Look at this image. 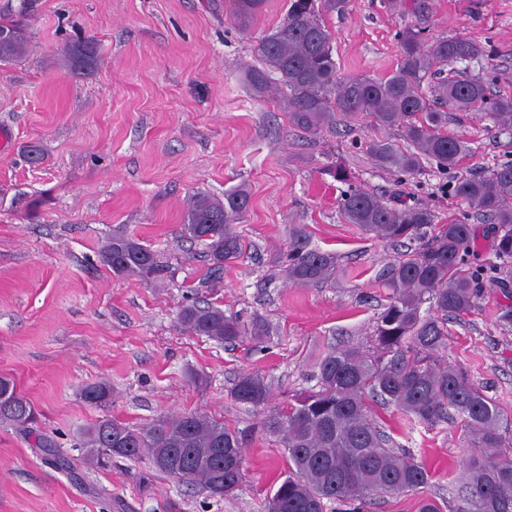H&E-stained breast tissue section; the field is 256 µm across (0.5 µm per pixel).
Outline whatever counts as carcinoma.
Returning a JSON list of instances; mask_svg holds the SVG:
<instances>
[{"label":"carcinoma","mask_w":512,"mask_h":512,"mask_svg":"<svg viewBox=\"0 0 512 512\" xmlns=\"http://www.w3.org/2000/svg\"><path fill=\"white\" fill-rule=\"evenodd\" d=\"M350 0H289L284 19L257 45L264 64L245 73L251 91L262 96L275 88L287 105L290 124L317 134L337 117L370 116L383 129L396 128L407 143L402 149L386 139H371L366 153L383 170L420 174L428 161L454 169L469 154L468 142L447 132L448 113L490 111L498 125L512 128V97L495 95L480 78L442 76L445 66L485 55V47L465 37H442L425 45L422 30L398 32L399 59L385 78L341 77L332 37L323 16L348 11ZM266 0H231V12L242 27L257 16ZM18 31L0 38V65L25 56L28 38L18 20L0 21V29ZM74 74H86L98 63L91 41H77L66 51ZM451 196L489 221L500 283L512 284V164L455 180ZM249 191L238 185L224 199L193 196L181 225L182 236L206 249L210 276L219 280L243 246L234 225L243 219ZM341 213L370 237L390 244H415L412 252L387 268V303L377 313L370 343L362 348L329 350L318 366L313 388L284 410L266 411L267 380L258 372L241 374L231 390L239 403L264 413L262 427L275 438L289 472L271 490L264 512H364L367 499L418 492L430 480L425 465L397 453L379 426L374 405L392 406L415 426L433 428L449 421L461 424L467 439L465 482L456 512H512V453L503 451L498 404L472 383L466 371L438 358L448 340V319L477 305L480 269L467 258L475 251L473 225L453 219L436 223L428 207H396L373 193L345 195ZM100 260L117 277L145 280L167 276L169 266L149 246L114 232L100 250ZM336 254L310 246L306 232L296 229L288 244L284 274L298 285L331 281ZM179 321L189 333L232 346L243 338L237 317L211 303H187ZM251 339L271 338L268 323L254 318ZM0 421L32 431L37 412L9 378H0ZM83 399L93 406L109 401L105 384L88 386ZM246 432L198 412L160 415L138 426L111 417L97 420L85 432L87 459L101 468L114 458L134 460L146 454L156 472L188 485H199L212 497L238 490L244 477ZM48 460L60 470L71 462L50 444L38 441ZM184 457L188 465L174 472L167 458ZM224 464V488L214 491L215 470Z\"/></svg>","instance_id":"carcinoma-1"}]
</instances>
